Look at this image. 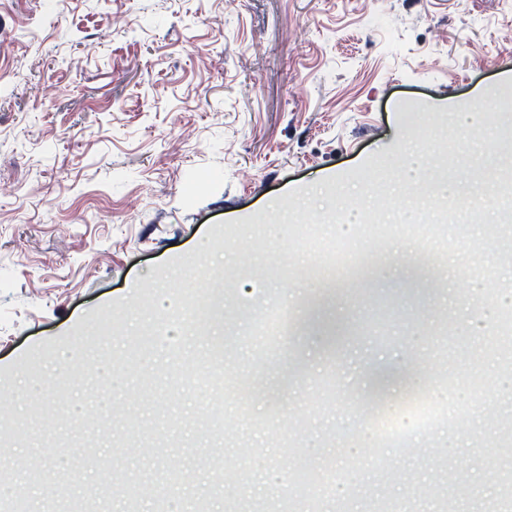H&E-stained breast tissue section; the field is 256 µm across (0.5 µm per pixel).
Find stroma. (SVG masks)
<instances>
[{"label": "stroma", "mask_w": 512, "mask_h": 512, "mask_svg": "<svg viewBox=\"0 0 512 512\" xmlns=\"http://www.w3.org/2000/svg\"><path fill=\"white\" fill-rule=\"evenodd\" d=\"M511 83L512 0H0V512L63 476L97 512L498 505L512 223L467 170L512 168ZM328 290L392 306L332 363L299 335ZM416 357L374 422L369 368ZM408 275L405 277V289L419 295L423 299L430 297L436 290V279L431 267L416 264L408 266Z\"/></svg>", "instance_id": "stroma-1"}]
</instances>
